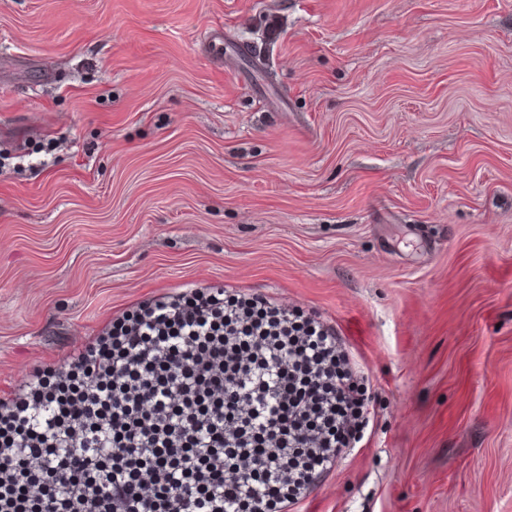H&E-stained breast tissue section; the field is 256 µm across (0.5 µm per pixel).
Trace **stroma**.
Wrapping results in <instances>:
<instances>
[{
  "label": "stroma",
  "instance_id": "1",
  "mask_svg": "<svg viewBox=\"0 0 512 512\" xmlns=\"http://www.w3.org/2000/svg\"><path fill=\"white\" fill-rule=\"evenodd\" d=\"M188 284L367 378L294 512H512V0H0V401Z\"/></svg>",
  "mask_w": 512,
  "mask_h": 512
}]
</instances>
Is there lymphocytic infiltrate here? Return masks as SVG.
Masks as SVG:
<instances>
[{
  "mask_svg": "<svg viewBox=\"0 0 512 512\" xmlns=\"http://www.w3.org/2000/svg\"><path fill=\"white\" fill-rule=\"evenodd\" d=\"M335 325L236 288L135 304L0 402V512H288L364 437Z\"/></svg>",
  "mask_w": 512,
  "mask_h": 512,
  "instance_id": "f902f5d3",
  "label": "lymphocytic infiltrate"
}]
</instances>
